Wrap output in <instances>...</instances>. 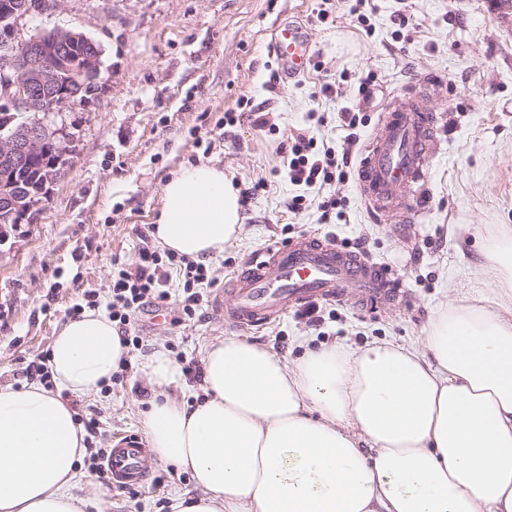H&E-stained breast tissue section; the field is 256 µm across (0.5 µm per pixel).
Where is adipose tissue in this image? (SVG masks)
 <instances>
[{"instance_id": "1", "label": "adipose tissue", "mask_w": 512, "mask_h": 512, "mask_svg": "<svg viewBox=\"0 0 512 512\" xmlns=\"http://www.w3.org/2000/svg\"><path fill=\"white\" fill-rule=\"evenodd\" d=\"M241 226L232 176L198 163L163 186L152 236L202 261ZM488 261L498 299L440 307L418 347L334 344L291 365L234 336L210 344L204 400L156 395L143 417L155 458L195 482L171 512H512V234ZM126 357L107 313L87 311L52 341V386L0 388V512H85L65 396L96 395ZM140 369L183 382L161 348Z\"/></svg>"}]
</instances>
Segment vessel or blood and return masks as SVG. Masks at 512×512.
<instances>
[{"mask_svg":"<svg viewBox=\"0 0 512 512\" xmlns=\"http://www.w3.org/2000/svg\"><path fill=\"white\" fill-rule=\"evenodd\" d=\"M272 52L288 77L304 73L312 46L298 27L280 28ZM447 84L432 73L420 75L396 92L381 111L362 149L355 184L373 222L411 224L424 210L428 195L426 159L441 150L437 116L421 104L424 95L447 97ZM367 301L387 306L400 297L371 260L343 248L333 239L300 236L255 253L232 283L224 319L233 326H262L298 305L319 299L342 300L349 286ZM147 450L138 436L118 435L105 456L114 484L145 479Z\"/></svg>","mask_w":512,"mask_h":512,"instance_id":"b4317fda","label":"vessel or blood"}]
</instances>
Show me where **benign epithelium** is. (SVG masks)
Returning <instances> with one entry per match:
<instances>
[{
    "label": "benign epithelium",
    "mask_w": 512,
    "mask_h": 512,
    "mask_svg": "<svg viewBox=\"0 0 512 512\" xmlns=\"http://www.w3.org/2000/svg\"><path fill=\"white\" fill-rule=\"evenodd\" d=\"M29 13L14 0H0V104L6 112L25 114L18 127L0 135L3 238L9 225L29 223L70 163L76 137L58 116L104 87L102 50L91 38L62 28L22 38L20 22ZM82 90L87 95L79 96ZM33 168V181L24 180Z\"/></svg>",
    "instance_id": "benign-epithelium-1"
}]
</instances>
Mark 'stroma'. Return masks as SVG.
<instances>
[{"label": "stroma", "instance_id": "35a3bbf8", "mask_svg": "<svg viewBox=\"0 0 512 512\" xmlns=\"http://www.w3.org/2000/svg\"><path fill=\"white\" fill-rule=\"evenodd\" d=\"M354 0H59L33 9L22 36L75 28L100 44L105 87L87 104L64 110L77 142L65 175L32 223L0 244V387L30 379L26 368L49 353L67 311L84 294L111 299L117 265L140 264L141 233L156 224L164 184L181 168L213 162L235 177L243 217L238 238L207 260L211 286L194 319L182 321L178 275L162 307L135 312L139 339L118 380L93 397H70L94 419L91 447L118 433L144 436L141 413L152 389L144 357L165 349L173 359L202 361L222 336L273 348L287 362L331 344L374 341L421 344L438 308L463 295L492 299L485 247L512 231V11L496 0H367L361 26ZM408 24L397 28V15ZM295 21L313 58L306 73L285 80L271 54L273 29ZM436 72L447 99L425 101L439 114L443 150L427 161L430 198L413 224H375L354 180L322 189L291 184L279 147L296 133L341 148L344 109L358 110L370 135L384 90ZM376 93L364 102L360 82ZM332 83L335 95L319 89ZM233 113L226 122L225 113ZM302 196L301 210L289 209ZM336 198L343 216L323 221ZM305 233L334 238L381 264L399 281L406 303L369 310L355 302L317 301L319 326L292 310L261 328L228 324L217 306L235 272L262 248ZM148 477L127 491L92 477L88 512H170L175 494L194 491L190 474L148 457Z\"/></svg>", "mask_w": 512, "mask_h": 512}]
</instances>
